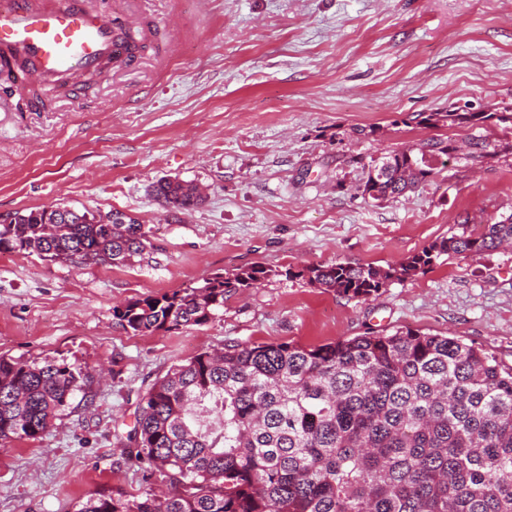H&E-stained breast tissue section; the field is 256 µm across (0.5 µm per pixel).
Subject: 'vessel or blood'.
Wrapping results in <instances>:
<instances>
[{
    "instance_id": "1",
    "label": "vessel or blood",
    "mask_w": 512,
    "mask_h": 512,
    "mask_svg": "<svg viewBox=\"0 0 512 512\" xmlns=\"http://www.w3.org/2000/svg\"><path fill=\"white\" fill-rule=\"evenodd\" d=\"M124 48L122 28L84 0H0V56L24 63L30 83L102 70Z\"/></svg>"
}]
</instances>
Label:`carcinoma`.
Returning <instances> with one entry per match:
<instances>
[{"instance_id": "carcinoma-1", "label": "carcinoma", "mask_w": 512, "mask_h": 512, "mask_svg": "<svg viewBox=\"0 0 512 512\" xmlns=\"http://www.w3.org/2000/svg\"><path fill=\"white\" fill-rule=\"evenodd\" d=\"M424 128L473 127L500 112H420ZM466 159L491 155L481 135ZM455 150L430 137L371 160L364 192L402 196L439 174ZM158 203L177 211L203 201L190 182L160 180ZM150 245L149 229L104 224L66 207L17 212L0 224V251L70 264L124 265ZM512 246V214L444 237L386 266L336 262L285 269L288 278L349 299L405 281L440 257ZM276 271L262 265L219 273L199 287L146 296L113 310L135 335L201 325L224 296ZM89 374L65 363L0 356V447L37 439ZM135 457L173 491L102 494L79 512H512V366L460 340L407 328L304 347L230 343L171 367L142 397Z\"/></svg>"}]
</instances>
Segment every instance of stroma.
<instances>
[{
  "instance_id": "obj_1",
  "label": "stroma",
  "mask_w": 512,
  "mask_h": 512,
  "mask_svg": "<svg viewBox=\"0 0 512 512\" xmlns=\"http://www.w3.org/2000/svg\"><path fill=\"white\" fill-rule=\"evenodd\" d=\"M147 47L84 89L0 94V222L68 206L123 211L150 230L143 257L76 266L0 253V355L88 373L40 438L0 447V512H78L103 493L168 489L136 459L142 396L174 365L227 343L319 346L411 328L512 365V249L441 257L349 299L286 268L399 262L512 213V156L474 171L451 157L414 194L374 201L375 157L428 137L491 145L500 127L422 128L452 104L512 106V0H94ZM201 184L191 211L151 195ZM263 265L207 323L133 335L114 307Z\"/></svg>"
}]
</instances>
